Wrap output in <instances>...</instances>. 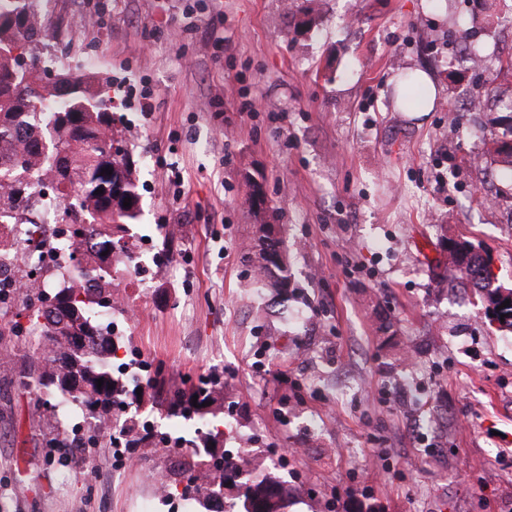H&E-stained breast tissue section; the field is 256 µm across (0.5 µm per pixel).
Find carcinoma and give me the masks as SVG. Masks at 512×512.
Returning a JSON list of instances; mask_svg holds the SVG:
<instances>
[{"label":"carcinoma","mask_w":512,"mask_h":512,"mask_svg":"<svg viewBox=\"0 0 512 512\" xmlns=\"http://www.w3.org/2000/svg\"><path fill=\"white\" fill-rule=\"evenodd\" d=\"M43 38L41 15L31 0H0V224L26 219L50 179L57 216L82 228L62 273L68 284L54 293L61 298L55 315L43 317L28 297L13 313L27 318L28 329L40 330L38 340L45 349L32 361L22 384L31 390L37 413L62 396L108 436H122L127 390L113 363L119 346L102 334L94 313L112 306V285L131 267L126 238L139 224L140 196L126 157L105 150L114 136L110 82L100 75L48 67L37 54ZM47 71L55 73L56 82H44L42 74ZM419 88L417 75L401 73L392 104L403 112L412 111L418 105L412 92ZM127 200L129 207L123 206ZM255 228L258 245L246 247L243 253L255 283L261 288L288 287V249L271 238L270 225L257 223ZM459 277L480 291L488 287L477 254L459 270ZM99 379L104 380L100 387ZM218 401L202 385L187 399L174 400L167 416L211 424L213 441L203 448H215L217 438L224 436ZM235 468L223 455L206 476L186 469L184 479L196 485L194 500L204 512H214L211 504L223 502L224 472ZM249 483L261 496L270 487L277 489V497L264 502L266 512H288V486L272 472L257 473Z\"/></svg>","instance_id":"1"}]
</instances>
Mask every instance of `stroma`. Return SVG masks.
I'll return each instance as SVG.
<instances>
[{
	"label": "stroma",
	"instance_id": "obj_1",
	"mask_svg": "<svg viewBox=\"0 0 512 512\" xmlns=\"http://www.w3.org/2000/svg\"><path fill=\"white\" fill-rule=\"evenodd\" d=\"M452 2L50 0L42 51L111 80L138 236L167 260L121 282L118 356L161 385L129 398L128 426H152L133 455L50 447L20 383L35 348L0 331V512H194L179 464L199 438L165 413L208 374L225 451L280 477L289 512H512V331L448 259L467 242L512 285L488 151L512 116L465 110L491 88L461 57L512 58V0L479 23ZM409 69L433 91L419 115L390 104ZM255 179L291 261L277 292L242 260Z\"/></svg>",
	"mask_w": 512,
	"mask_h": 512
}]
</instances>
